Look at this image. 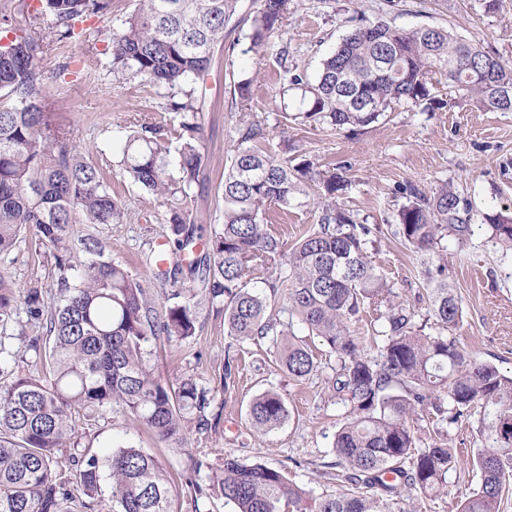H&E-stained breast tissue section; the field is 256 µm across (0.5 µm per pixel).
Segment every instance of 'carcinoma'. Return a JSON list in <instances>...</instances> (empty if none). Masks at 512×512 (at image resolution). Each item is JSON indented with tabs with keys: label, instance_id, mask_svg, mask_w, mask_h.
Segmentation results:
<instances>
[{
	"label": "carcinoma",
	"instance_id": "cac0c4a2",
	"mask_svg": "<svg viewBox=\"0 0 512 512\" xmlns=\"http://www.w3.org/2000/svg\"><path fill=\"white\" fill-rule=\"evenodd\" d=\"M292 0H261L250 18L251 48L280 65L281 118L333 129L364 128L398 107L433 112L441 102L432 78L445 75L463 96L496 112H512V65L494 50L458 38L447 29L422 25L398 28L384 19L355 27L321 63L315 78L288 65V45L273 41L292 9ZM109 8V0H39L30 15L52 19L48 36L34 44L23 35L0 45V254L10 252L22 231L33 229L52 250L61 276L48 314L40 292L29 296V313L46 316L51 344L34 340L42 372H21L15 355L0 342V512H79L84 498L108 486L112 512H172L173 483L154 456L117 446L99 456L66 457L75 434L76 411L92 418L118 407L144 422L162 442L179 447L185 420L209 406L205 390L187 378L172 385L149 364V344L165 335L177 343L196 335L197 302L181 299L164 315L150 293L120 264L103 259L100 242L72 239L73 224H121L128 210L112 195L101 170L70 146L69 133L53 125L43 90L41 60L57 41L79 38L76 24ZM240 0H136L112 35V77L138 79L168 103L169 121L145 115L133 121L122 148L125 175L170 205V228L178 250L194 247L184 233L188 198L205 167L200 149L203 108L200 80L209 72L224 31L239 23ZM222 198L224 224L202 258L204 297L224 307V332L242 341L264 342L275 362L297 381L316 367L307 344L295 339L299 324L321 338L336 356L333 389L347 406L332 443L340 491L308 500L285 472L231 454L220 465L218 491L236 512H406L403 492H439L457 469V449L444 440L425 448L415 417L432 404L452 425L475 408L484 409L487 444L473 465L480 485L461 501L459 512H500L512 489V374L469 356L448 333L463 316L458 294L431 267L423 277L433 323L416 325L394 285L368 259L370 228L338 207L348 186L346 166L323 180L324 195L309 199L311 162L281 159L256 142L266 127L240 119ZM176 141V154L169 144ZM176 167L179 177L170 174ZM406 204L393 214L396 234L417 253L434 254L442 240L472 234L468 202L448 183L432 195L411 183L398 186ZM312 206L318 228L292 249L266 222L270 205ZM492 239L512 251V209L482 214ZM79 267L74 281L67 271ZM269 277L270 294L256 291L255 271ZM288 284L291 322L276 313L279 288ZM14 284L0 274V327L14 314ZM377 312L373 335L378 355L364 353L351 325L362 312ZM447 398L444 407L441 398ZM289 411L284 396L267 389L248 408L251 429L265 436L279 429Z\"/></svg>",
	"mask_w": 512,
	"mask_h": 512
}]
</instances>
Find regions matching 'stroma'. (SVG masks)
Segmentation results:
<instances>
[{
	"mask_svg": "<svg viewBox=\"0 0 512 512\" xmlns=\"http://www.w3.org/2000/svg\"><path fill=\"white\" fill-rule=\"evenodd\" d=\"M293 3L279 37L288 41L294 61L311 75L349 32L347 19L355 14L370 19L381 15L405 29L441 25L458 37L493 47L512 63V0H497L491 11L485 10L484 0ZM133 8V0H110L105 14L84 22L88 40H63L42 59L44 90L56 124L72 131L76 150L86 162L103 167L113 195L133 215L125 224L72 225L73 238L101 242L105 259L121 263L147 288L157 310L166 309L168 293L192 288L189 263L202 256L205 243L224 222L221 183L240 112L233 102L234 84L248 78L251 96L245 110L266 126V147L310 159L326 176L346 166L350 186L339 203L356 222L369 225L371 260L392 281L402 301L414 309L417 319H425L427 309L420 260L395 237L389 222L404 202L395 189L408 182L429 193L447 182L469 202L471 236L444 240L439 258L443 279L462 300L463 321L454 335L469 354L512 374V253L502 252L480 219L490 209L512 206V112L483 110L459 101L454 84L442 76L434 93L445 106L434 112L400 107L360 131L285 125L279 116V64L275 57L250 51L246 30H236L233 41L216 50L205 78L201 114L205 171L189 203L197 246L194 252H182L173 243L167 205L134 185L120 167L127 119L153 111L160 103L149 86L136 80H113L103 67L111 54V30ZM267 219L291 246L316 224L318 215L307 208L276 206L268 211ZM160 246L167 252V269L177 270V277H160L153 261ZM0 272L15 285V313L0 340L15 353L22 370H36L37 357L30 342L46 339V321L30 316L27 295L29 289L40 288L45 305H52L59 271L50 250L27 233L10 253L0 254ZM306 342L318 360V369L309 379L297 382L277 368L268 345L239 342L225 334L221 304L201 302L197 331L189 342L161 338L151 345L150 365L156 375L170 383L192 379L210 399L204 417L186 420L181 447L158 441L134 417L107 409L92 420L76 415L77 449L101 455L112 447L128 445L152 454L174 481L176 512H234L233 504L212 490L216 465L228 454L282 470L313 496L335 493L337 484L327 464L334 459L332 442L346 407L332 389L335 357L320 338L310 336ZM268 388L284 395L290 417L283 427L259 437L250 428L247 410L252 398ZM482 421L483 413L478 410L447 427L448 443L461 458L457 470L449 473L439 496L405 499L406 508L458 512L463 495L480 481L472 468V456L484 442ZM198 485L203 495L195 494Z\"/></svg>",
	"mask_w": 512,
	"mask_h": 512,
	"instance_id": "35a3bbf8",
	"label": "stroma"
}]
</instances>
